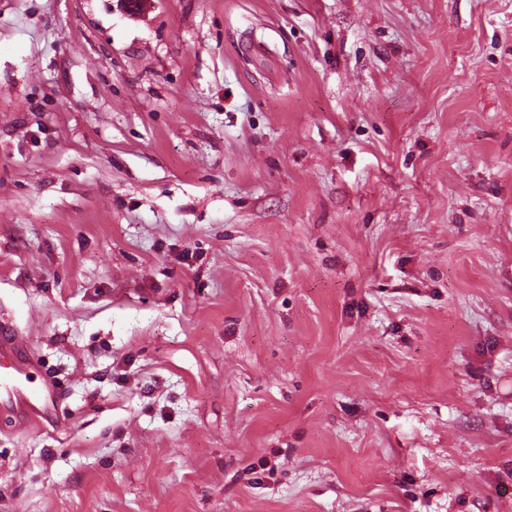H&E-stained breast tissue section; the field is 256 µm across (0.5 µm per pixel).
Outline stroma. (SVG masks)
Segmentation results:
<instances>
[{
	"instance_id": "35a3bbf8",
	"label": "stroma",
	"mask_w": 512,
	"mask_h": 512,
	"mask_svg": "<svg viewBox=\"0 0 512 512\" xmlns=\"http://www.w3.org/2000/svg\"><path fill=\"white\" fill-rule=\"evenodd\" d=\"M0 512H512V0H0ZM0 332L1 410L15 414L27 425L40 424L59 398V389L36 361L16 357L18 336L4 327Z\"/></svg>"
}]
</instances>
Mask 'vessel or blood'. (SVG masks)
Listing matches in <instances>:
<instances>
[{"mask_svg": "<svg viewBox=\"0 0 512 512\" xmlns=\"http://www.w3.org/2000/svg\"><path fill=\"white\" fill-rule=\"evenodd\" d=\"M19 343L9 330L0 331V409L31 425L39 423L60 392L36 361L17 358Z\"/></svg>", "mask_w": 512, "mask_h": 512, "instance_id": "b4317fda", "label": "vessel or blood"}]
</instances>
